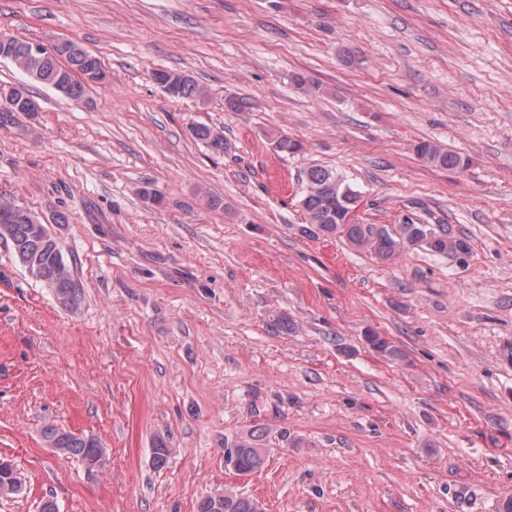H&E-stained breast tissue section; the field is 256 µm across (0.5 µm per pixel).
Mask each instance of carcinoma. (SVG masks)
<instances>
[{
    "label": "carcinoma",
    "mask_w": 512,
    "mask_h": 512,
    "mask_svg": "<svg viewBox=\"0 0 512 512\" xmlns=\"http://www.w3.org/2000/svg\"><path fill=\"white\" fill-rule=\"evenodd\" d=\"M32 43L12 38V63L30 73L35 82L58 87L66 96L80 99L85 87L103 83L107 72L100 60L91 53L78 49L57 59L31 49ZM155 80L162 90L174 99H202L206 90L193 77L181 71H159ZM192 137L205 144L212 152L222 154L228 149L224 135L207 125L190 128ZM413 152L426 166L462 170L467 160L459 153L446 149L434 140L423 139L413 145ZM359 195L347 180L335 171L314 166L300 179L298 205L304 213V232L313 236L340 237L360 251L369 252L383 261L399 257L411 246L452 258L460 252H471L467 240L455 235L446 224H362L350 216L357 207ZM0 242L5 243L15 259L29 271L30 276L46 288L64 309L74 312L83 302V284L64 259L62 250L51 233L49 225L30 208L14 201L0 200ZM368 342L378 352L395 357L400 350L386 338L373 334ZM42 436L48 447L83 462L89 470L101 462V444L92 435H77L71 431L48 425ZM232 462L236 472L249 475L266 464V452L257 437L240 438L232 444ZM5 494L22 490L19 477L12 470L0 466V489ZM198 512H259L257 502L241 493L216 492L203 497Z\"/></svg>",
    "instance_id": "carcinoma-1"
}]
</instances>
